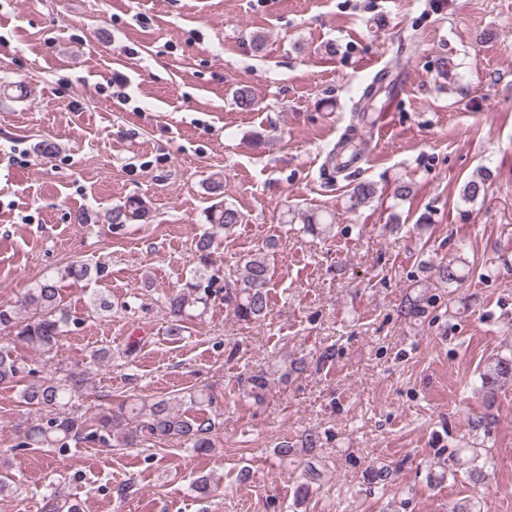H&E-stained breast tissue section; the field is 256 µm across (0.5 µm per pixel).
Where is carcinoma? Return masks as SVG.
Segmentation results:
<instances>
[{
    "label": "carcinoma",
    "instance_id": "obj_1",
    "mask_svg": "<svg viewBox=\"0 0 512 512\" xmlns=\"http://www.w3.org/2000/svg\"><path fill=\"white\" fill-rule=\"evenodd\" d=\"M381 92L377 83H369L358 100L354 111L361 121L368 112L375 111L376 95ZM236 105L245 111L255 109L257 100L251 90L240 87L234 90ZM208 192L217 199L206 211L210 225L194 244L193 268L176 289L160 295V303L169 315L164 333L168 336L182 334L183 322L203 315L209 304L221 298L241 322H259L268 314L270 283L272 279L269 253H255L239 259L243 264L241 277L226 281L213 261L215 238L220 231L229 232L242 223V213L224 202V181L215 178L209 182ZM486 178L483 174L468 179L461 190L465 203H472L485 195ZM376 188L369 182L357 183L351 192V203L357 208L371 201ZM150 217L148 203L140 197L127 199L115 207L108 218L112 224L122 226ZM304 231L320 235L332 218L325 214L309 213L304 216ZM422 268L433 271L435 277L448 284L461 280L455 260L441 261L436 265L421 261ZM102 273L100 265L85 262L71 263L55 275L38 281L21 300L20 305L0 304V331L13 340L34 348L46 360L55 358L62 336L70 327L82 324L83 319L71 315L64 306L61 283L66 280H90ZM428 299L407 295L399 312L406 318L415 319L425 313ZM302 357L286 358L280 364L258 368L241 379L243 397L260 402L265 399L273 376L288 381L295 374L306 370ZM37 373L14 356L8 346H0V387L22 386V402L35 409L38 418L24 432L16 447L49 448L64 453L71 444L86 443L98 447L134 448L145 443L164 439H176L198 455H205L214 446L213 438L218 430L217 416L203 412L189 415L184 406H207L214 403V396L204 389L190 390L180 396H154L139 394L132 402H122L117 408H102L91 417L78 414V399L86 381V373L72 370L53 371L50 375L25 384V376ZM481 389L492 394L505 382L512 381V354L502 355L488 362L479 375ZM477 449L471 455L457 452L448 454L451 466L464 468L470 480L479 484L486 478L483 467L477 463ZM39 512H81L77 500L53 488L40 500Z\"/></svg>",
    "mask_w": 512,
    "mask_h": 512
}]
</instances>
